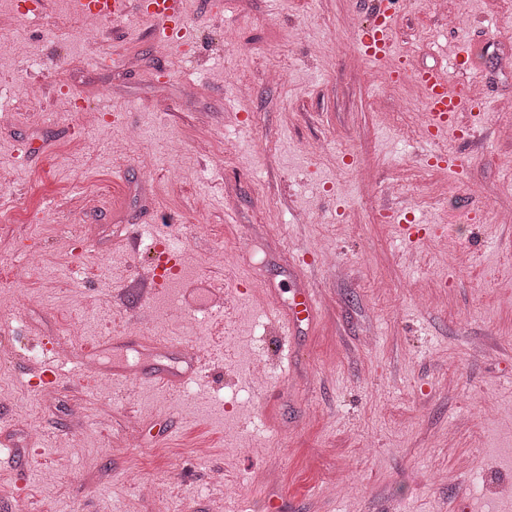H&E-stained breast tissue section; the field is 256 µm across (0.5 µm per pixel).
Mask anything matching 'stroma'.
<instances>
[{"instance_id":"obj_1","label":"stroma","mask_w":512,"mask_h":512,"mask_svg":"<svg viewBox=\"0 0 512 512\" xmlns=\"http://www.w3.org/2000/svg\"><path fill=\"white\" fill-rule=\"evenodd\" d=\"M372 2L186 0L175 50L136 12L90 43L69 0L35 19L0 0L27 44H0V512H512V0H409L406 72L383 83L355 45ZM464 39L484 48L483 110L428 136L412 74L451 69ZM174 234L185 277L223 279L224 316L176 305L171 281L134 301L149 317L131 338L112 292ZM297 288L319 306L292 334ZM189 340L205 365L179 389L76 378L48 399L30 382L53 347L135 374ZM159 469L170 495L145 500Z\"/></svg>"}]
</instances>
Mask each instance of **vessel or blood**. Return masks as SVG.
<instances>
[{
	"label": "vessel or blood",
	"instance_id": "vessel-or-blood-1",
	"mask_svg": "<svg viewBox=\"0 0 512 512\" xmlns=\"http://www.w3.org/2000/svg\"><path fill=\"white\" fill-rule=\"evenodd\" d=\"M79 13L95 12L105 19L116 20L128 14L130 7L138 9L155 24V33L172 37L184 25L182 0H72ZM399 4L397 0H379L371 22L362 27L357 35L360 52L371 60L388 62L393 56L390 32ZM453 70L462 75V83H452L448 72L438 68L416 71L415 84L421 89L426 112L427 132L430 136H442L452 130L460 114L473 111L481 104L479 96L469 90L470 81L482 77L478 60L477 42L459 46L453 62ZM178 272L177 266L157 263L152 272L141 273L127 281L118 293L113 294V304L128 305L133 300L151 298L167 279ZM224 292L220 281L204 277L183 280L181 297L187 309L203 317H218L223 313L213 299ZM316 297L310 290L298 289L293 294L292 324L313 319Z\"/></svg>",
	"mask_w": 512,
	"mask_h": 512
}]
</instances>
